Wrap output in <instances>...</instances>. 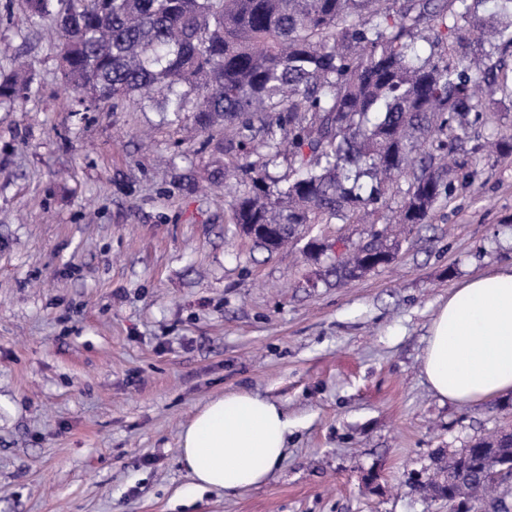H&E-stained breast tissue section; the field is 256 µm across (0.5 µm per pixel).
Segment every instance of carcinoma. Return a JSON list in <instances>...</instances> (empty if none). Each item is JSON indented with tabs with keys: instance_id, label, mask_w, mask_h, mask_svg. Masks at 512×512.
<instances>
[{
	"instance_id": "obj_1",
	"label": "carcinoma",
	"mask_w": 512,
	"mask_h": 512,
	"mask_svg": "<svg viewBox=\"0 0 512 512\" xmlns=\"http://www.w3.org/2000/svg\"><path fill=\"white\" fill-rule=\"evenodd\" d=\"M498 2L488 21L481 0H23L31 21L53 23L61 83L79 104L116 112L137 97L170 125L224 135L215 152L248 176L232 223L277 225V240L256 245L295 246L307 224L370 225L336 253L338 284L395 258L385 225L427 223L482 161L512 155L511 130L478 137L499 121L480 97L512 98V0ZM33 83L26 64L0 73V103ZM279 158L288 175L274 178ZM413 484L448 494V512L479 501L500 512L512 432L449 453Z\"/></svg>"
}]
</instances>
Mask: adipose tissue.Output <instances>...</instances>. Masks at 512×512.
<instances>
[{"label":"adipose tissue","mask_w":512,"mask_h":512,"mask_svg":"<svg viewBox=\"0 0 512 512\" xmlns=\"http://www.w3.org/2000/svg\"><path fill=\"white\" fill-rule=\"evenodd\" d=\"M423 373L443 402L512 394V265L452 289L429 327ZM288 427L281 408L259 395L210 400L180 435L193 488L235 494L266 482L285 455Z\"/></svg>","instance_id":"obj_1"}]
</instances>
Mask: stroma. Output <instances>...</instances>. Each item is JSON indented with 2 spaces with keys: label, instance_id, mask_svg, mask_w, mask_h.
<instances>
[{
  "label": "stroma",
  "instance_id": "1",
  "mask_svg": "<svg viewBox=\"0 0 512 512\" xmlns=\"http://www.w3.org/2000/svg\"><path fill=\"white\" fill-rule=\"evenodd\" d=\"M49 26L0 0V512H448L411 477L512 428V395L439 402L429 325L461 281L512 261V156L337 285L333 252L268 253L209 184L206 135L138 100L80 111ZM247 390L292 427L264 484L197 492L179 436ZM34 75L27 64H19L7 74L0 72V103L28 98L33 91Z\"/></svg>",
  "mask_w": 512,
  "mask_h": 512
}]
</instances>
